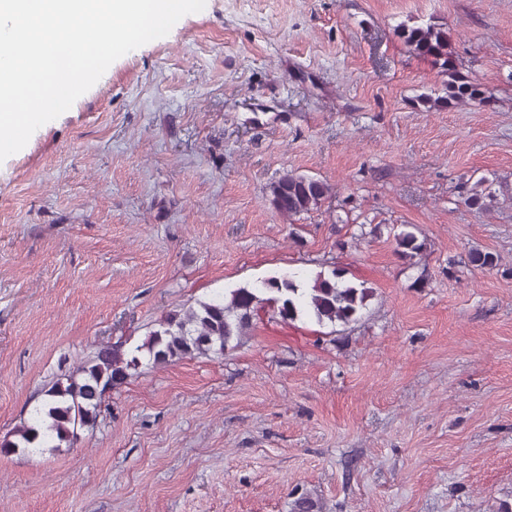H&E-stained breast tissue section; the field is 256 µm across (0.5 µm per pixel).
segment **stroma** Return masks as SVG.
I'll list each match as a JSON object with an SVG mask.
<instances>
[{
  "label": "stroma",
  "mask_w": 512,
  "mask_h": 512,
  "mask_svg": "<svg viewBox=\"0 0 512 512\" xmlns=\"http://www.w3.org/2000/svg\"><path fill=\"white\" fill-rule=\"evenodd\" d=\"M416 22L491 106L418 103L447 78L398 36ZM288 172L330 197L284 218ZM482 178L489 212L463 202ZM335 268L374 292L356 322L264 311L221 356L140 349L173 310ZM103 344L138 368L73 446L0 455V512L512 502V0H206L117 59L0 162V439Z\"/></svg>",
  "instance_id": "35a3bbf8"
}]
</instances>
